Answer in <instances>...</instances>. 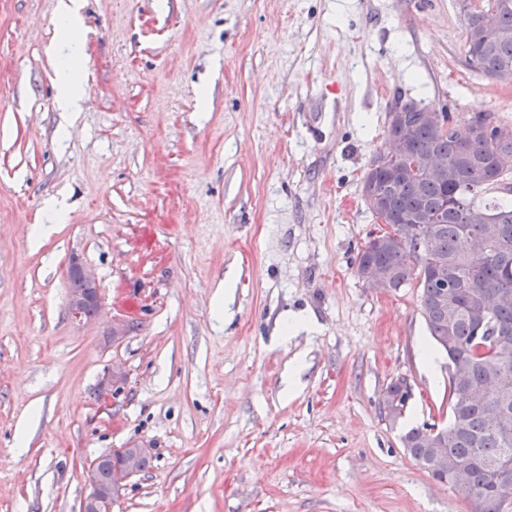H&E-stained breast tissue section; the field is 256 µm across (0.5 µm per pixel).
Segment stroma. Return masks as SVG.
Here are the masks:
<instances>
[{
	"mask_svg": "<svg viewBox=\"0 0 512 512\" xmlns=\"http://www.w3.org/2000/svg\"><path fill=\"white\" fill-rule=\"evenodd\" d=\"M58 2L0 0V512H82L133 446L151 464L112 512H469L400 442L448 420L420 291L355 264L396 98L512 123L458 0H82L73 118ZM75 258L104 295L82 325ZM295 315L314 329L283 340ZM385 390L389 394V398L391 400L385 404V401L388 399L386 392L381 395L380 400L383 405L385 404L383 409L386 412L389 422L394 425L397 423L396 421L403 416V412L407 407L411 394L404 379H398L397 381L390 383ZM390 408L397 409V413L391 414L388 411Z\"/></svg>",
	"mask_w": 512,
	"mask_h": 512,
	"instance_id": "stroma-1",
	"label": "stroma"
}]
</instances>
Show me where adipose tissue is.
<instances>
[{
    "label": "adipose tissue",
    "instance_id": "ef3b65f1",
    "mask_svg": "<svg viewBox=\"0 0 512 512\" xmlns=\"http://www.w3.org/2000/svg\"><path fill=\"white\" fill-rule=\"evenodd\" d=\"M80 0H59L62 37L59 52L64 67L59 77L57 104L62 111L76 112L82 106L85 89L72 67L81 59L84 33L79 22Z\"/></svg>",
    "mask_w": 512,
    "mask_h": 512
}]
</instances>
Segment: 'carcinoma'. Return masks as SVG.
<instances>
[{
	"mask_svg": "<svg viewBox=\"0 0 512 512\" xmlns=\"http://www.w3.org/2000/svg\"><path fill=\"white\" fill-rule=\"evenodd\" d=\"M483 15L501 33L495 41L478 35L479 18L466 20V59L488 77L512 68V0H483ZM423 111L407 113L412 136L408 154L420 160L431 154L448 162L442 176L409 169L394 176L382 152L374 154L365 177L382 198L385 225L411 233L397 248L371 240L357 256V267L375 264L391 274L386 290L420 289L423 318L434 345L448 362H469L461 379L465 394L449 382L448 424L439 426L441 447L461 469L474 495L471 512H503L512 499V486H503L498 468L512 462V125L502 124L490 112L468 119L467 134L450 113L443 124L422 119ZM443 260L448 286L432 274ZM387 418L396 424L407 407L410 391L399 379L386 388ZM436 424L404 432L400 442L419 465L429 458L426 435ZM117 461L100 464L92 476L101 485L116 481Z\"/></svg>",
	"mask_w": 512,
	"mask_h": 512,
	"instance_id": "carcinoma-1",
	"label": "carcinoma"
}]
</instances>
